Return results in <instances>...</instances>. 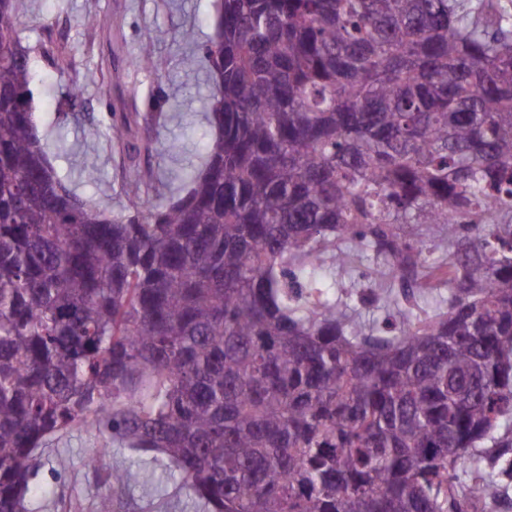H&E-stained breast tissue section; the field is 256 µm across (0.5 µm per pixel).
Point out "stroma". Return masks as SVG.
<instances>
[{
    "instance_id": "1",
    "label": "stroma",
    "mask_w": 512,
    "mask_h": 512,
    "mask_svg": "<svg viewBox=\"0 0 512 512\" xmlns=\"http://www.w3.org/2000/svg\"><path fill=\"white\" fill-rule=\"evenodd\" d=\"M16 26L30 48L35 118L57 175L81 199L118 215L127 211L128 185L146 171L155 187L146 205L183 194L184 168L202 164L209 83L205 67L188 69L182 59L214 36V0H26ZM143 52L162 59L164 70L134 68ZM124 115L135 120L133 135L113 140L109 130ZM174 140L183 152L168 151ZM100 448L99 467H89ZM33 464L26 512H97L104 498L111 512H205L179 479L158 483L160 462L95 427L48 437ZM129 465L138 481L112 484V469Z\"/></svg>"
}]
</instances>
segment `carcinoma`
<instances>
[{"label":"carcinoma","instance_id":"carcinoma-1","mask_svg":"<svg viewBox=\"0 0 512 512\" xmlns=\"http://www.w3.org/2000/svg\"><path fill=\"white\" fill-rule=\"evenodd\" d=\"M0 0V512L106 429L209 512H484L512 420V8L217 0L181 196L56 174ZM373 261L385 313L330 294Z\"/></svg>","mask_w":512,"mask_h":512}]
</instances>
